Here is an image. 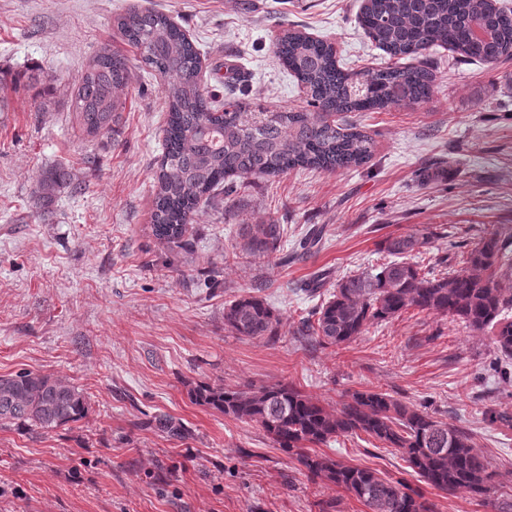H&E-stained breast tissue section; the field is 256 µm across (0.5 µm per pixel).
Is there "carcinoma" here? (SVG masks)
<instances>
[{
    "instance_id": "obj_1",
    "label": "carcinoma",
    "mask_w": 512,
    "mask_h": 512,
    "mask_svg": "<svg viewBox=\"0 0 512 512\" xmlns=\"http://www.w3.org/2000/svg\"><path fill=\"white\" fill-rule=\"evenodd\" d=\"M366 37L394 62L354 73L337 61L332 43L286 28L277 39L278 59L307 90L301 109L277 111L224 101L201 87L200 52L171 19L154 10L117 18V30L140 62L164 75L168 108L163 156L153 184L151 229L163 243L182 241L202 198L230 200L239 179L275 178L302 169L334 174L365 166L375 148L363 126L342 122L345 113L381 112L430 100L436 75L430 58L450 47L463 61L487 65L512 60V7L497 0H367L358 15ZM419 64H406L405 58ZM129 81L128 59L107 48L97 53L79 81L72 107L83 132H108L119 111V90ZM284 228L245 224L238 258H276ZM435 232L417 229L388 237L392 260L348 275L333 290L323 279L306 284L320 304L299 319L297 333L324 348L345 346L368 326L411 310L447 315L474 332L490 331L497 351L512 357V224L479 237L463 265L437 274L415 260ZM224 327L246 339L275 343L282 319L265 299L248 294L224 305ZM195 402L242 422L257 423L278 448L295 457L307 477L351 493L368 512H435L432 502L404 478L383 477L316 451L338 437L361 433L401 453L430 487L485 495L494 479L471 433L434 416L428 404L402 401L382 390L347 393L334 409L288 384L229 389L204 384ZM86 411L82 390L62 379L24 370L0 376V426L44 431L77 422ZM157 426L183 439L186 427L170 418Z\"/></svg>"
}]
</instances>
